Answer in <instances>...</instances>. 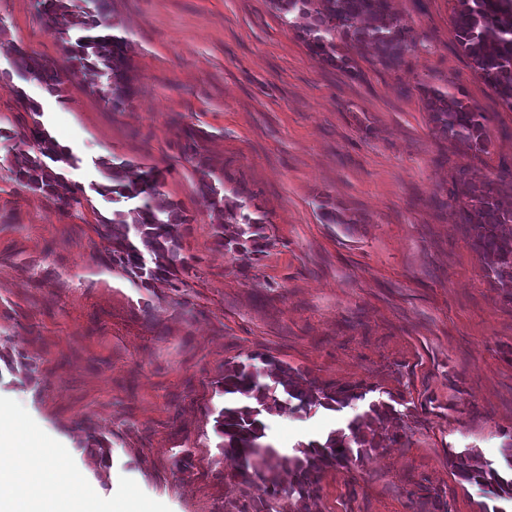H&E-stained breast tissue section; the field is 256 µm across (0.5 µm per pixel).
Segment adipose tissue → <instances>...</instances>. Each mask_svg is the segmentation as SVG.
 <instances>
[{
    "label": "adipose tissue",
    "mask_w": 512,
    "mask_h": 512,
    "mask_svg": "<svg viewBox=\"0 0 512 512\" xmlns=\"http://www.w3.org/2000/svg\"><path fill=\"white\" fill-rule=\"evenodd\" d=\"M55 444L0 405V512H150L132 497L103 507L96 491L51 476Z\"/></svg>",
    "instance_id": "1"
}]
</instances>
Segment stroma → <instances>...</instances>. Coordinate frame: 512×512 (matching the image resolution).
I'll return each mask as SVG.
<instances>
[{
  "instance_id": "stroma-1",
  "label": "stroma",
  "mask_w": 512,
  "mask_h": 512,
  "mask_svg": "<svg viewBox=\"0 0 512 512\" xmlns=\"http://www.w3.org/2000/svg\"><path fill=\"white\" fill-rule=\"evenodd\" d=\"M110 3L137 77L124 110L79 77L48 91L0 53V399L65 447L52 469L159 512H250L253 489L228 479L217 447V381L226 363L263 353L306 379L369 389L346 412L269 416L281 453L372 401L402 418L401 439L381 430L357 470L324 472L311 512H413L431 490L450 512H489L496 499L448 456L472 448L507 466L512 290L486 278L460 208L463 178L512 166V110L463 55L454 0H392L415 48L390 70L349 49V72L312 55L271 0ZM0 42L65 63L38 0H0ZM430 89L463 91L486 115V152L436 132ZM25 96L46 131L65 123L76 142L65 177L81 204L16 182L36 121ZM190 137L199 159L183 153ZM109 163L156 167L188 215L176 287L113 265L95 227L130 203L96 193ZM204 175L225 213L244 203L265 224L249 268L214 244Z\"/></svg>"
}]
</instances>
